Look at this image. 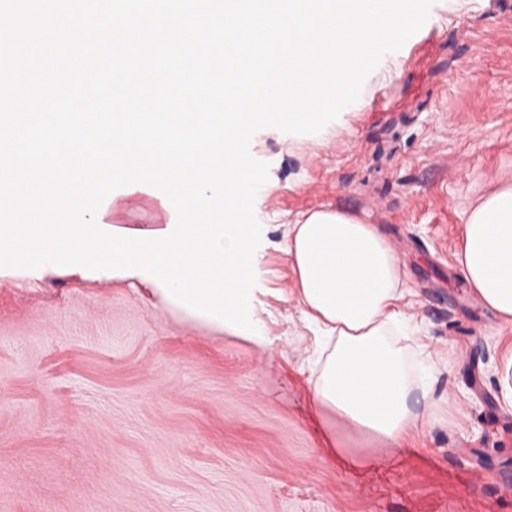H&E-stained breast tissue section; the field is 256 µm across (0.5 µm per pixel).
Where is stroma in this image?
<instances>
[{"instance_id":"1","label":"stroma","mask_w":512,"mask_h":512,"mask_svg":"<svg viewBox=\"0 0 512 512\" xmlns=\"http://www.w3.org/2000/svg\"><path fill=\"white\" fill-rule=\"evenodd\" d=\"M327 139L256 132L269 165L254 310L262 351L156 306L140 275H0V512H512V407L499 325L456 269L468 211L512 179V0H436ZM380 225L406 268L401 311L437 355L438 420L361 467L323 458L284 251L303 214Z\"/></svg>"}]
</instances>
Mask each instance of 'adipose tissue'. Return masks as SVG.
<instances>
[{"mask_svg":"<svg viewBox=\"0 0 512 512\" xmlns=\"http://www.w3.org/2000/svg\"><path fill=\"white\" fill-rule=\"evenodd\" d=\"M294 293L323 348L310 400L316 417L333 414L389 454L436 420L430 352L409 361L402 336L414 318L397 310L405 269L381 227L342 209L310 212L288 234ZM457 267L468 290L501 324H512V181L467 216Z\"/></svg>","mask_w":512,"mask_h":512,"instance_id":"obj_1","label":"adipose tissue"}]
</instances>
